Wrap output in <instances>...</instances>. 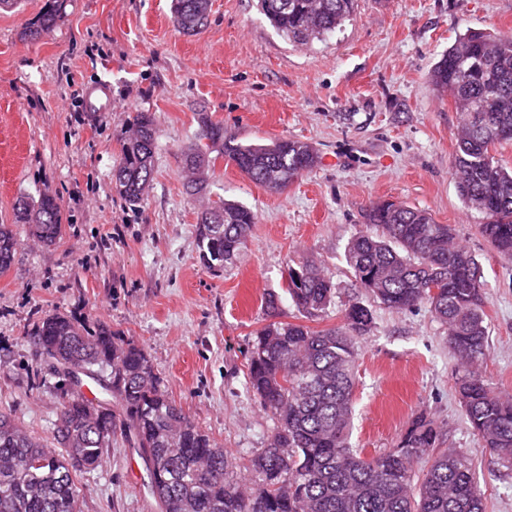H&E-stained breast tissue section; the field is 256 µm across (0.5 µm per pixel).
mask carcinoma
I'll return each instance as SVG.
<instances>
[{
	"label": "carcinoma",
	"instance_id": "obj_1",
	"mask_svg": "<svg viewBox=\"0 0 512 512\" xmlns=\"http://www.w3.org/2000/svg\"><path fill=\"white\" fill-rule=\"evenodd\" d=\"M26 27L39 37L55 24L65 0ZM271 26L288 41L306 45L349 19L355 0H259ZM210 0H172L177 29L195 35L208 23ZM430 82L453 98L462 125L453 165L464 205L483 214V237L512 258V168L493 148L512 141V34L468 29L430 71ZM200 138L182 151L186 193L205 191L220 157L274 192L310 171L313 146L301 140L241 141L224 124L199 114ZM158 130L149 112L132 118V134L112 168L124 203L137 208L154 173ZM208 143H202V139ZM14 224L46 246L63 232L61 205L50 194L17 198ZM378 235L358 233L346 261L374 301L397 311L428 305L448 328V349L464 366L459 404L472 431L496 461L512 467V397L479 373L490 354L485 283L472 253L453 243L447 224L404 203L372 202L364 213ZM257 215L225 199L197 217L199 261L222 269L245 248ZM21 246L13 224H0V275ZM286 288L307 319L332 298V284L313 261L288 266ZM369 306L353 302L343 324L315 329L271 321L255 334L246 387L275 421L263 448L248 458L249 487L234 476L225 449L170 400L145 350L105 324L86 328L53 311L39 319L33 340L59 351L64 367L46 365L57 378L63 427L52 438L60 451L0 413V512H82L79 474L97 469L112 447L102 430L120 426L143 460L160 512H485L469 455L441 447V432L424 416L412 420L396 447L364 458L349 443L355 392L356 339L370 330ZM100 397L80 394L79 374Z\"/></svg>",
	"mask_w": 512,
	"mask_h": 512
}]
</instances>
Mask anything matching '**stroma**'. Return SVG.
<instances>
[{"mask_svg": "<svg viewBox=\"0 0 512 512\" xmlns=\"http://www.w3.org/2000/svg\"><path fill=\"white\" fill-rule=\"evenodd\" d=\"M45 3L0 11V224L12 223L18 196L48 193L60 200L64 233L49 248L24 240L0 276V411L50 437L59 400L32 385L40 357L30 334L57 310L142 346L162 390L245 465L275 426L245 387L253 334L271 320L268 295L281 314L296 315L287 269L309 259L334 287L314 327L341 324L351 301L373 311L357 341L351 446L378 455L425 415L445 447L470 455L487 512H512V468L489 455L460 410L462 369L446 326L428 306L374 302L345 261L349 240L369 229L370 202H403L449 225L486 284L491 353L481 371L512 395V260L480 234L482 215L457 193L460 114L429 83L459 33L512 31V0H357L351 20L307 45L279 34L257 0H211L196 36L176 29L171 0H67L49 32L25 37ZM100 81L112 105L86 111L84 92ZM137 112L152 113L159 133L153 182L132 209L113 188L112 168ZM202 112L240 138L299 139L318 152L283 193L217 160L208 196L258 216L238 260L217 271L198 261L202 201L185 194L180 161ZM77 483L84 512H160L120 430L102 465Z\"/></svg>", "mask_w": 512, "mask_h": 512, "instance_id": "1", "label": "stroma"}]
</instances>
